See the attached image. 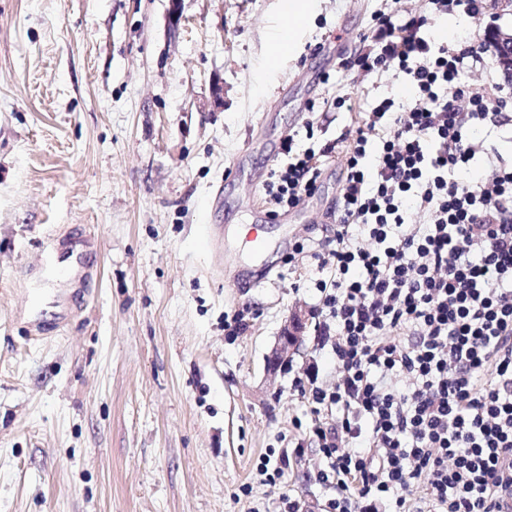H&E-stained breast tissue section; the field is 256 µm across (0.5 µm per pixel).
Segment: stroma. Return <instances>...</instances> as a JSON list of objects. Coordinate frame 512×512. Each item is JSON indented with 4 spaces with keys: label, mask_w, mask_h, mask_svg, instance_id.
Listing matches in <instances>:
<instances>
[{
    "label": "stroma",
    "mask_w": 512,
    "mask_h": 512,
    "mask_svg": "<svg viewBox=\"0 0 512 512\" xmlns=\"http://www.w3.org/2000/svg\"><path fill=\"white\" fill-rule=\"evenodd\" d=\"M393 6L310 0L267 76L288 0H0V512H280L286 496L324 512L310 429L336 418L295 380L314 364L334 382L333 354L310 325L276 377L265 362L292 311L318 314L312 254L345 159L284 222L233 172L243 155L266 173L283 134L320 147L397 95L401 79L340 65ZM342 95L350 110L299 109ZM78 244L77 276L54 283L40 253Z\"/></svg>",
    "instance_id": "1"
}]
</instances>
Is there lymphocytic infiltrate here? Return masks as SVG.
<instances>
[{
    "instance_id": "1",
    "label": "lymphocytic infiltrate",
    "mask_w": 512,
    "mask_h": 512,
    "mask_svg": "<svg viewBox=\"0 0 512 512\" xmlns=\"http://www.w3.org/2000/svg\"><path fill=\"white\" fill-rule=\"evenodd\" d=\"M428 3L375 15L378 51L348 60L402 74L412 97L378 101L339 147L299 153L285 136L262 183L275 216L313 195L325 158L346 159L316 283L338 372L311 390L336 413L312 428L329 512H402L411 495L415 512H512V162L473 135L512 122V94L464 80L487 40L455 48L429 34L433 13L453 3L477 18L484 0ZM478 159L493 179L463 180Z\"/></svg>"
}]
</instances>
